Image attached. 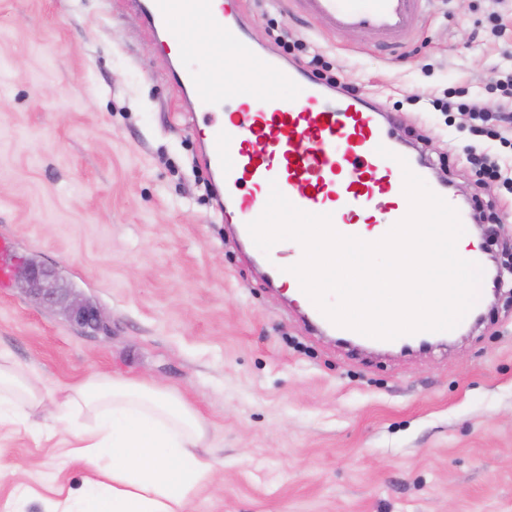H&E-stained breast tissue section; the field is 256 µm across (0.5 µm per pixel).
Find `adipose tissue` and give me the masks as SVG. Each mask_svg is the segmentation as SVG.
<instances>
[{"label": "adipose tissue", "mask_w": 512, "mask_h": 512, "mask_svg": "<svg viewBox=\"0 0 512 512\" xmlns=\"http://www.w3.org/2000/svg\"><path fill=\"white\" fill-rule=\"evenodd\" d=\"M45 395L0 352V424H26ZM71 452L92 471L75 507L48 512H185L215 476L198 414L177 395L142 381L97 376L67 388L58 404Z\"/></svg>", "instance_id": "obj_1"}]
</instances>
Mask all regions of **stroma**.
<instances>
[{
	"instance_id": "35a3bbf8",
	"label": "stroma",
	"mask_w": 512,
	"mask_h": 512,
	"mask_svg": "<svg viewBox=\"0 0 512 512\" xmlns=\"http://www.w3.org/2000/svg\"><path fill=\"white\" fill-rule=\"evenodd\" d=\"M263 45L309 73L356 85L402 148L481 223L468 232L512 268V189L481 186L468 146L504 157L433 104L462 89L489 113L512 72V0H431L394 50L328 35L287 0H249ZM163 47L126 0H0V238L14 262L55 272V287L110 317L89 335L16 281L0 287V350L47 387L94 375L159 382L203 419L216 469L186 512H512V290L485 292L481 323L407 354L334 342L268 281L263 257L215 209L195 161ZM50 411L0 425V512H45L89 469Z\"/></svg>"
}]
</instances>
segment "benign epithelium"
Wrapping results in <instances>:
<instances>
[{"instance_id": "7a95c632", "label": "benign epithelium", "mask_w": 512, "mask_h": 512, "mask_svg": "<svg viewBox=\"0 0 512 512\" xmlns=\"http://www.w3.org/2000/svg\"><path fill=\"white\" fill-rule=\"evenodd\" d=\"M54 272L37 264H25L15 273L17 281L23 283L30 297L43 306L61 307L79 327L94 332L108 329L109 318L98 307L50 286Z\"/></svg>"}]
</instances>
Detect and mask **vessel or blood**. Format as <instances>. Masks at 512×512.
<instances>
[{"mask_svg":"<svg viewBox=\"0 0 512 512\" xmlns=\"http://www.w3.org/2000/svg\"><path fill=\"white\" fill-rule=\"evenodd\" d=\"M150 34L175 25L205 24L217 37L231 39L241 63L258 62L248 77L263 95L252 102L249 92L236 91L228 120L212 117L224 104V62L213 59L206 74L171 68V85L183 106L202 113L210 129L198 160L220 181L224 195L218 208L239 224L263 212L256 195L278 187L297 208L314 214L338 215L355 225L363 207L372 223L391 229L407 215L404 169L425 175L427 164L408 156L406 165L378 154V146L397 151L382 116L356 94L331 96L326 85L297 64L269 51L259 53L247 24L246 0H127ZM329 32L367 35L400 47L415 30L425 0H290ZM303 89L300 99L281 95L284 87Z\"/></svg>","mask_w":512,"mask_h":512,"instance_id":"b4317fda","label":"vessel or blood"}]
</instances>
